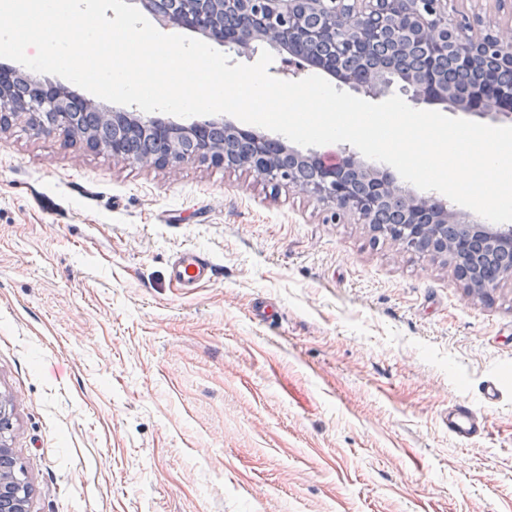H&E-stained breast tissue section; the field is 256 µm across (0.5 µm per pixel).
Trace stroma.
<instances>
[{"label": "stroma", "instance_id": "35a3bbf8", "mask_svg": "<svg viewBox=\"0 0 512 512\" xmlns=\"http://www.w3.org/2000/svg\"><path fill=\"white\" fill-rule=\"evenodd\" d=\"M327 216L245 170L1 131L0 394L30 512H512V281L483 298ZM186 247L216 264L189 292ZM491 378L485 436L451 438Z\"/></svg>", "mask_w": 512, "mask_h": 512}]
</instances>
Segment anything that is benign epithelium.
Masks as SVG:
<instances>
[{
	"label": "benign epithelium",
	"mask_w": 512,
	"mask_h": 512,
	"mask_svg": "<svg viewBox=\"0 0 512 512\" xmlns=\"http://www.w3.org/2000/svg\"><path fill=\"white\" fill-rule=\"evenodd\" d=\"M162 26L198 33L248 51L266 42L288 61L326 72L351 90L373 99L386 94L391 77L417 102H436L512 120V62L498 60V36L478 34L479 14H448L450 0H133ZM26 96L18 100L0 84V131L13 118L29 116L34 135L76 134L86 112L101 117L112 136V157L146 167L202 162L248 170L275 186H288L331 207L330 220L352 215L362 224H380L378 233L406 252L422 238L425 255L444 257L457 279L489 298L501 282L512 280V227L480 224L460 218L446 201L418 196L394 186L388 172L362 167L348 145L341 161L326 167L317 155L302 153L279 140L240 129L224 120L202 119L186 126L139 112H107L78 97L64 85L25 80ZM224 129V145L208 138ZM153 135L168 144L162 154L133 160L125 153L133 136ZM242 139L248 150L231 151L230 140ZM449 223L469 225L454 247L441 234ZM11 399L0 395V512H29L30 489L9 444L13 429Z\"/></svg>",
	"instance_id": "1"
}]
</instances>
